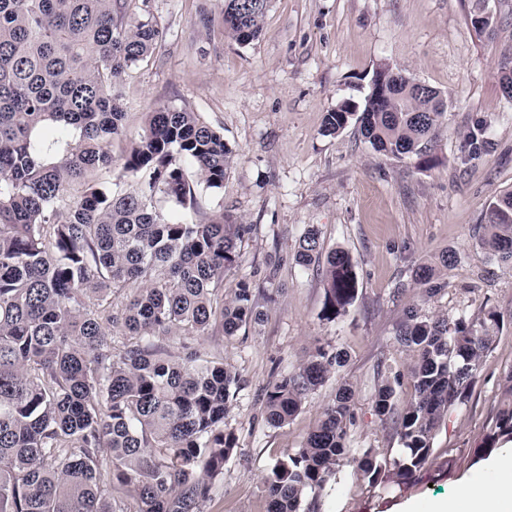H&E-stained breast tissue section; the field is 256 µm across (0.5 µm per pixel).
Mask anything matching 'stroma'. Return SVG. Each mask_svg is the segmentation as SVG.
<instances>
[{
    "instance_id": "stroma-1",
    "label": "stroma",
    "mask_w": 512,
    "mask_h": 512,
    "mask_svg": "<svg viewBox=\"0 0 512 512\" xmlns=\"http://www.w3.org/2000/svg\"><path fill=\"white\" fill-rule=\"evenodd\" d=\"M474 0H270L260 35L242 45L224 29V0H125L130 19L152 21L162 37L117 91L125 133L112 142L121 156L157 107L201 113L223 131L235 153L219 192L199 191L195 206L175 210L189 224L224 212L249 225L225 288L249 281L264 292L265 316L229 338L205 336L200 348L234 366L246 380L226 422L238 437L206 512H264L263 480L285 450L300 447L336 395V381L312 393L280 428L262 416L270 382L296 370L316 346L342 351L341 378L354 388L348 445L352 460L320 492L321 512H428L458 485L489 475L490 457L476 448L501 403L512 372V271L479 242L488 205L512 191V100L501 91L512 68V0H490L493 36L477 34ZM387 64L440 91L447 103L430 164L375 152L358 121L334 135L326 112L344 99L363 102L373 73ZM487 123L494 150L461 163L463 135ZM324 251L351 257L358 293L347 312L322 318L324 287L316 266L297 261L309 228ZM449 253L440 291L425 296L414 281L421 267ZM500 325L465 405L452 410L434 439L435 463L405 490L369 488L353 464L365 449L386 459L399 436L374 412L379 374L399 377L410 396L411 354L395 336L404 312Z\"/></svg>"
}]
</instances>
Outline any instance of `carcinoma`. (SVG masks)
Masks as SVG:
<instances>
[{"label": "carcinoma", "instance_id": "1", "mask_svg": "<svg viewBox=\"0 0 512 512\" xmlns=\"http://www.w3.org/2000/svg\"><path fill=\"white\" fill-rule=\"evenodd\" d=\"M269 0H224V25L240 44L261 31ZM114 0H0V512H206L224 464L238 451L226 424L245 381L207 358L202 336L234 337L262 315L246 281L224 291V270L249 227L219 215L184 223L161 202L192 206L219 191L233 163L224 134L198 112L159 107L134 141L112 191V140L127 112L115 88L154 51L160 31L128 21ZM356 105L327 113L343 129ZM443 99L406 82L369 89L360 131L397 159L436 138ZM482 123L465 158L489 151ZM482 246L512 266V191L490 203ZM298 260L321 270L326 318L357 296L350 257L322 255L318 232ZM168 339L179 353L159 344ZM397 341L414 355L413 393L385 378L380 421L400 436L392 461L372 448L357 460L371 488L410 484L434 460L448 411L464 404L493 341L492 326L404 313ZM343 366L319 346L265 393V420L287 425ZM476 455L512 442V372ZM352 387L343 383L304 444L265 480L266 512H320L319 493L347 458Z\"/></svg>", "mask_w": 512, "mask_h": 512}]
</instances>
